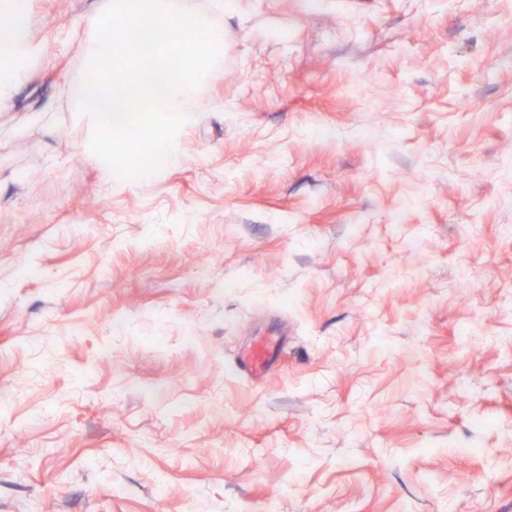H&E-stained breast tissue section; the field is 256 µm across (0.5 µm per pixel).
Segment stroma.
<instances>
[{
  "label": "stroma",
  "instance_id": "35a3bbf8",
  "mask_svg": "<svg viewBox=\"0 0 512 512\" xmlns=\"http://www.w3.org/2000/svg\"><path fill=\"white\" fill-rule=\"evenodd\" d=\"M172 2L224 46L178 160L126 182L68 93L108 0H28L0 512H512V0ZM280 335L264 381L238 372Z\"/></svg>",
  "mask_w": 512,
  "mask_h": 512
}]
</instances>
